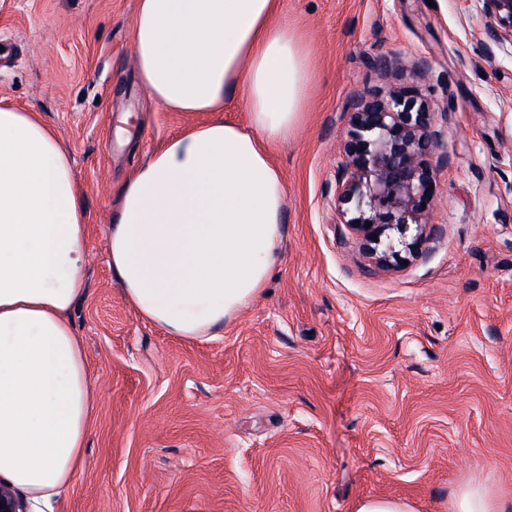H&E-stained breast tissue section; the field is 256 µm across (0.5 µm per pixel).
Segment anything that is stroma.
<instances>
[{
    "mask_svg": "<svg viewBox=\"0 0 512 512\" xmlns=\"http://www.w3.org/2000/svg\"><path fill=\"white\" fill-rule=\"evenodd\" d=\"M138 0H0V99L42 114L88 211L72 319L99 405L58 512H448L512 502V47L478 0H283L313 50L301 124L272 159L285 235L267 285L188 341L125 302L106 252L131 172L184 126L140 87ZM415 90L442 132L418 257L370 262L336 207L355 104ZM449 509V512H509L510 505L496 504L486 492L467 488L456 496ZM356 512H413V510L403 501L370 498L361 502Z\"/></svg>",
    "mask_w": 512,
    "mask_h": 512,
    "instance_id": "35a3bbf8",
    "label": "stroma"
}]
</instances>
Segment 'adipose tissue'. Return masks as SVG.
I'll list each match as a JSON object with an SVG mask.
<instances>
[{
    "mask_svg": "<svg viewBox=\"0 0 512 512\" xmlns=\"http://www.w3.org/2000/svg\"><path fill=\"white\" fill-rule=\"evenodd\" d=\"M139 82L170 112L212 118L125 180L108 262L145 321L214 335L262 293L285 232L271 160L297 128L311 51L282 0H138ZM243 103L248 121L222 119ZM88 213L68 151L39 113L0 103V477L50 512L82 467L98 399L70 317L87 280Z\"/></svg>",
    "mask_w": 512,
    "mask_h": 512,
    "instance_id": "adipose-tissue-1",
    "label": "adipose tissue"
}]
</instances>
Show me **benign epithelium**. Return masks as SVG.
Wrapping results in <instances>:
<instances>
[{
    "label": "benign epithelium",
    "mask_w": 512,
    "mask_h": 512,
    "mask_svg": "<svg viewBox=\"0 0 512 512\" xmlns=\"http://www.w3.org/2000/svg\"><path fill=\"white\" fill-rule=\"evenodd\" d=\"M493 18L485 50L512 44V0H478ZM343 144V179L337 200L345 223L383 265L413 255L425 240V229L437 196L436 149L441 139L432 113L404 89L364 98L354 108ZM371 226H365V223ZM415 234L407 237L410 225ZM0 512H27L13 488L0 482Z\"/></svg>",
    "instance_id": "1"
}]
</instances>
